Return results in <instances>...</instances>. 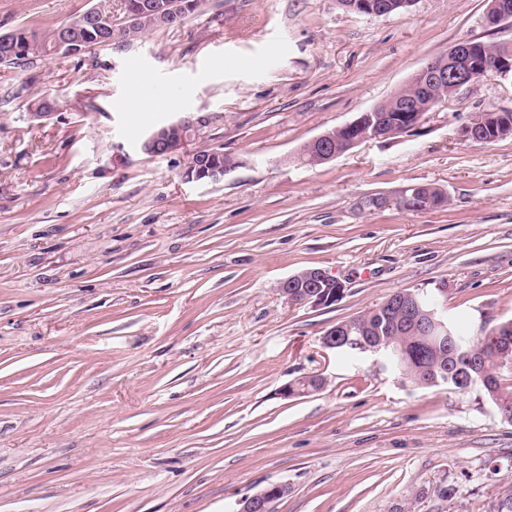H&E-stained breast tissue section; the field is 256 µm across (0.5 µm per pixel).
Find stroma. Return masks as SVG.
Instances as JSON below:
<instances>
[{"label": "stroma", "instance_id": "stroma-1", "mask_svg": "<svg viewBox=\"0 0 512 512\" xmlns=\"http://www.w3.org/2000/svg\"><path fill=\"white\" fill-rule=\"evenodd\" d=\"M99 2L0 0V35ZM487 8L203 0L130 45L0 65V512H237L276 483V512H494L512 496V423L478 391L322 345L402 289H444L475 334L512 319V135L462 136L476 113L512 110V80L330 162L295 159L454 44L512 45ZM44 97L58 112L30 120ZM138 99L153 110L133 113ZM199 117L186 150L140 152ZM204 146L239 167L187 179ZM415 184L447 205L365 204ZM311 267L343 283L336 304L281 295ZM309 375L325 387L281 396ZM412 0H353L348 8L355 13L370 16H381L392 14L397 9L408 10Z\"/></svg>", "mask_w": 512, "mask_h": 512}]
</instances>
